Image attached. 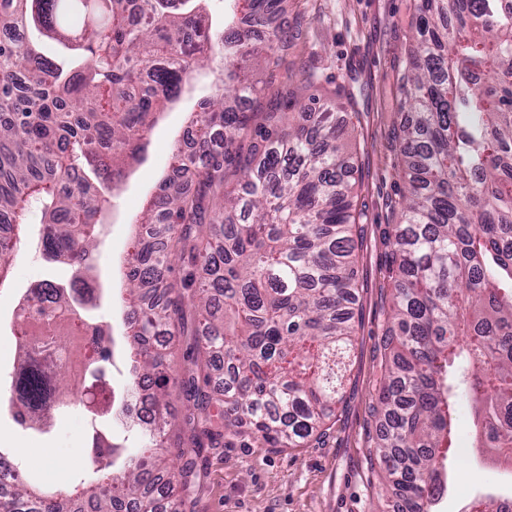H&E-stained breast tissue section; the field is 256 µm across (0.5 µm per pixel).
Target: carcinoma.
Here are the masks:
<instances>
[{
  "label": "carcinoma",
  "mask_w": 512,
  "mask_h": 512,
  "mask_svg": "<svg viewBox=\"0 0 512 512\" xmlns=\"http://www.w3.org/2000/svg\"><path fill=\"white\" fill-rule=\"evenodd\" d=\"M204 0H0V284L36 202V235L67 285L22 295L21 357L10 406L24 429L44 433L62 409L72 374L60 320H73L95 271L106 204L146 159L148 134L195 75L221 63L216 91L192 116L194 146L144 205L127 262L124 332L81 317L93 331L85 356L106 385L118 355L131 361L126 386L146 393L152 420L120 433L95 423L87 448L95 476L35 491L23 463L0 488V512H180L164 446L168 399L187 402L191 444L213 448L244 436L265 448L325 442L356 339L360 218L345 182L349 165L330 112L299 124L286 64L288 31L272 25L288 0H231L218 23ZM400 70L395 129L404 187L400 222L384 230L392 307L381 338L383 418L373 466L398 487L371 512H429L446 492L439 450L456 441L460 398L476 443L512 459V0H419ZM55 41L59 56L43 50ZM248 63L281 88L265 111L248 105L257 83ZM190 172L186 189L178 175ZM240 176L237 192L229 174ZM184 272L170 280L175 264ZM192 291L195 343L209 354L198 382L174 370L163 338L180 326L175 288ZM224 377V416L212 378ZM197 449L177 457L181 489Z\"/></svg>",
  "instance_id": "obj_1"
}]
</instances>
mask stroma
<instances>
[{"label": "stroma", "mask_w": 512, "mask_h": 512, "mask_svg": "<svg viewBox=\"0 0 512 512\" xmlns=\"http://www.w3.org/2000/svg\"><path fill=\"white\" fill-rule=\"evenodd\" d=\"M414 0H289L282 20L295 38L288 51L293 82L301 99L323 103L339 99L336 125L355 130L346 140L355 169L354 205L364 217L355 229L359 324L350 353L345 394L336 408V425L326 443L309 448H207L196 458L183 512H369L372 498L388 495L384 477L370 469L381 420L370 404L381 386L380 338L386 327L392 288L383 241L386 225L397 223L393 208L403 174L393 132L407 120L397 105L396 77L410 42ZM212 75L195 77L193 87L165 112L149 135L147 159L110 200L94 277L97 291L86 305L121 330L123 286L119 265L130 248L131 226L156 191L172 151L186 134L188 116L211 95ZM26 235L0 288V378L18 362L12 334L17 297L40 281L63 278L66 266L48 263L34 235L41 222L29 206ZM92 397L82 381L72 386L70 403L46 435L22 429L5 393H0V446L33 459L29 473L52 484L57 467L74 474L84 458L92 416ZM457 453L447 468L448 492L436 512H461L473 499L491 494L512 498V469L493 465L472 446L474 415L468 403L458 408Z\"/></svg>", "instance_id": "35a3bbf8"}]
</instances>
